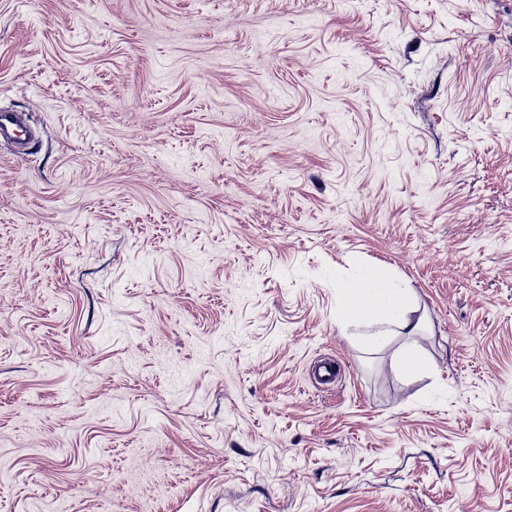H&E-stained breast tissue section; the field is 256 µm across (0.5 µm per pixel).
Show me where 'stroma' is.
Returning <instances> with one entry per match:
<instances>
[{
    "instance_id": "stroma-1",
    "label": "stroma",
    "mask_w": 512,
    "mask_h": 512,
    "mask_svg": "<svg viewBox=\"0 0 512 512\" xmlns=\"http://www.w3.org/2000/svg\"><path fill=\"white\" fill-rule=\"evenodd\" d=\"M0 111V512H512V0H0ZM337 312L347 324L386 327L385 331L370 332L362 336L370 346L383 342L392 327L407 329L409 335L415 329L408 314L412 308V296L403 288L386 285L382 269H370L355 279L342 282L337 289Z\"/></svg>"
}]
</instances>
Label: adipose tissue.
Segmentation results:
<instances>
[{
  "mask_svg": "<svg viewBox=\"0 0 512 512\" xmlns=\"http://www.w3.org/2000/svg\"><path fill=\"white\" fill-rule=\"evenodd\" d=\"M337 312L347 324L367 327L363 340L374 346L386 338V329H411L408 314L412 296L403 288L386 285L382 269H370L337 289Z\"/></svg>",
  "mask_w": 512,
  "mask_h": 512,
  "instance_id": "1",
  "label": "adipose tissue"
}]
</instances>
